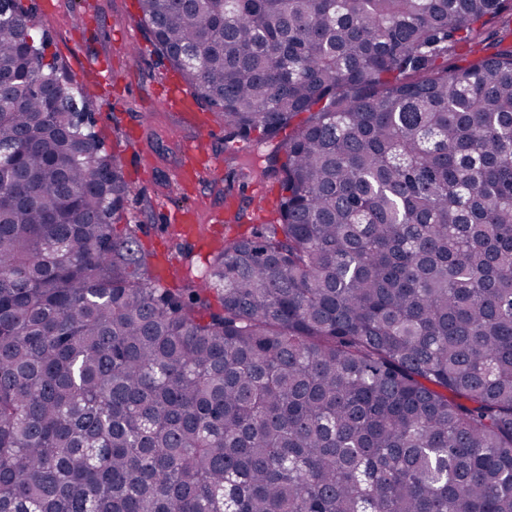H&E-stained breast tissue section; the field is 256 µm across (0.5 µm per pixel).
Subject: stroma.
<instances>
[{
  "mask_svg": "<svg viewBox=\"0 0 512 512\" xmlns=\"http://www.w3.org/2000/svg\"><path fill=\"white\" fill-rule=\"evenodd\" d=\"M35 21L50 36V50L84 88L95 129L108 152L118 154L132 192L126 215L137 224L140 249L151 257L173 258L167 287L195 279L211 251L176 234L173 226L185 210H196L201 233L208 218L224 210L227 186L237 187V206L258 212L254 184H240L224 157V128L211 111L204 123L185 118L166 102L176 75L160 57L139 23L137 0H34ZM208 127L210 155L196 184L181 182L183 151Z\"/></svg>",
  "mask_w": 512,
  "mask_h": 512,
  "instance_id": "35a3bbf8",
  "label": "stroma"
}]
</instances>
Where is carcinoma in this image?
Listing matches in <instances>:
<instances>
[{"mask_svg": "<svg viewBox=\"0 0 512 512\" xmlns=\"http://www.w3.org/2000/svg\"><path fill=\"white\" fill-rule=\"evenodd\" d=\"M138 8L279 218L162 287L0 0V512H512V0Z\"/></svg>", "mask_w": 512, "mask_h": 512, "instance_id": "cac0c4a2", "label": "carcinoma"}]
</instances>
